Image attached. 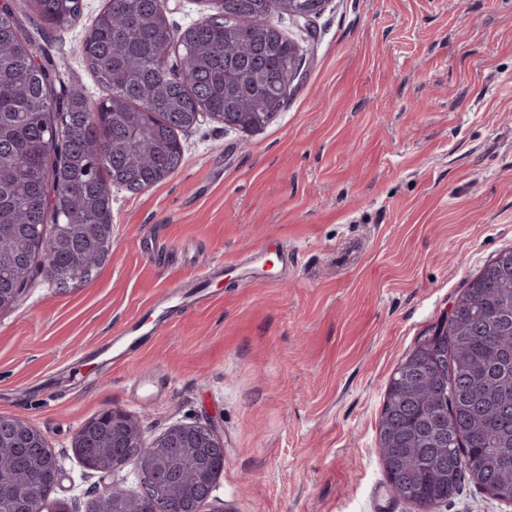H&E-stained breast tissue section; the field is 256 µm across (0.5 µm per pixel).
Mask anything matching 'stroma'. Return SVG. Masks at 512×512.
<instances>
[{
	"mask_svg": "<svg viewBox=\"0 0 512 512\" xmlns=\"http://www.w3.org/2000/svg\"><path fill=\"white\" fill-rule=\"evenodd\" d=\"M107 0L64 29L32 27L38 58L94 102L79 41ZM302 58L261 128L201 119L182 162L140 191L111 188L112 241L93 277L32 274L0 310V416L37 427L58 458L54 498L88 512L103 482L73 454L102 410L144 442L213 426L224 469L201 512H417L390 490L378 425L391 375L470 278L512 249V0H326L279 19ZM208 304L123 364L124 324L211 265ZM436 512H512L470 480Z\"/></svg>",
	"mask_w": 512,
	"mask_h": 512,
	"instance_id": "1",
	"label": "stroma"
}]
</instances>
